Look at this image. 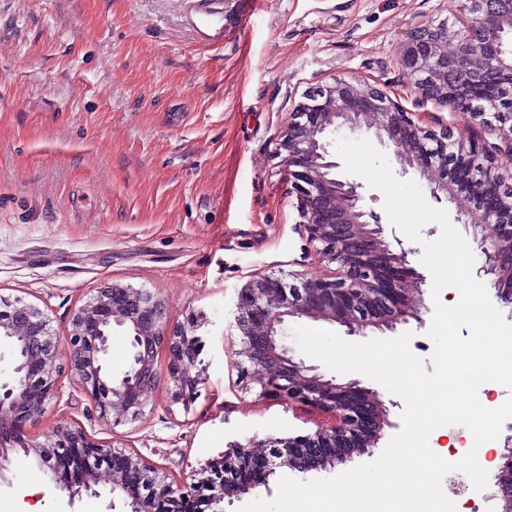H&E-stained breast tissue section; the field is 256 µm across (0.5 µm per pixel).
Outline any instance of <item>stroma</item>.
I'll list each match as a JSON object with an SVG mask.
<instances>
[{"instance_id": "1", "label": "stroma", "mask_w": 512, "mask_h": 512, "mask_svg": "<svg viewBox=\"0 0 512 512\" xmlns=\"http://www.w3.org/2000/svg\"><path fill=\"white\" fill-rule=\"evenodd\" d=\"M220 43L198 42L190 0H0V299L46 312L57 336L96 288L115 282L195 315L205 370L190 408L166 379L145 415L114 423L61 374L54 408L28 423L136 451L171 477L194 474L235 441L314 432L327 413L238 386L239 289L257 273L332 271L302 235L295 177L277 144L312 87L376 85L432 129L499 144L494 128L421 102L398 64L428 20L463 26V0H220ZM50 488L15 454L0 512H130Z\"/></svg>"}]
</instances>
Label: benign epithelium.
<instances>
[{
    "label": "benign epithelium",
    "mask_w": 512,
    "mask_h": 512,
    "mask_svg": "<svg viewBox=\"0 0 512 512\" xmlns=\"http://www.w3.org/2000/svg\"><path fill=\"white\" fill-rule=\"evenodd\" d=\"M464 10L470 23L461 29L446 20L412 28L399 65L422 99L449 105L472 121L495 124L502 142L496 151L512 154V52L504 47V32L512 29V0H465ZM448 42L453 43L449 52L443 48ZM342 127L372 130L380 143L393 146L401 172L419 173L435 201L470 191L474 206L455 221L469 230L481 258L477 277L487 278L500 303L512 305V173L501 171L484 145L446 128L427 127L381 89L336 78L311 90L306 102L289 113L279 142L297 181L300 231L319 244L320 254L337 264L336 271L295 282L283 274H259L238 292L243 387L259 388L262 398L319 407L332 414V422L312 434L235 442L204 476L190 482L171 478L135 451L96 441L80 427L58 426L40 441L27 434V424L45 414L56 397L60 362L100 413L117 408L136 421L162 375L171 403L187 408L195 401L204 384L197 370L200 339L194 318L173 322L161 296L131 285L114 283L90 295L74 309L64 341L39 307L3 300L0 345L9 348L11 362L9 377L0 381V480L10 471L11 454L21 450L70 497L83 489L96 496L93 463L108 458L112 494L127 501L132 512H185L194 499L223 512V504L269 488L279 470H334L374 455L385 430L399 428L387 408L397 402L384 401L359 379L339 383L326 377L282 343L290 318L325 321L364 336L369 328L394 332L412 320L421 325L422 314L430 311L423 289L409 287L425 282L410 265V251L397 237L388 241L381 215L361 205L362 185L333 173L338 163L332 160L329 135ZM116 328L131 346L118 372L108 358ZM162 351L167 357L163 371L157 362ZM498 458L503 463L487 498L500 501L502 512H512V436L490 460Z\"/></svg>",
    "instance_id": "obj_1"
}]
</instances>
